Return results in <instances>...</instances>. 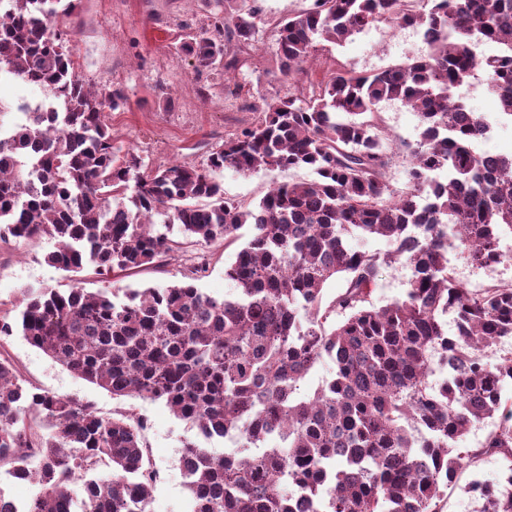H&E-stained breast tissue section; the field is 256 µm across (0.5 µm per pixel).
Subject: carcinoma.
<instances>
[{"mask_svg":"<svg viewBox=\"0 0 512 512\" xmlns=\"http://www.w3.org/2000/svg\"><path fill=\"white\" fill-rule=\"evenodd\" d=\"M80 0H0V73L46 92L39 112L0 129V239L55 241L52 265L99 275L132 271L185 246H224L253 234L224 277L233 292L196 285L29 288L0 336L16 333L116 398L162 402L217 454L182 441L190 512H441L458 471L479 456L512 467V281L466 288L448 252L476 267L507 259L512 234V155L485 158L481 136L497 121L456 94L476 72L512 118V0H314L275 24L276 58L293 83L329 42L377 23L421 29L427 51L372 75L333 62L308 92L266 101L258 120L224 141L205 169L141 171L112 144L105 108L118 89L72 80L66 32L54 30ZM245 0H224L216 33L181 50L203 68L235 70L257 33ZM480 42L502 46L478 57ZM400 101L418 117L404 189L387 170L374 115ZM249 176L305 167L313 177L277 186L252 207L224 197L214 173ZM378 239L384 252L351 239ZM410 270L401 296L376 306L384 266ZM344 286L325 299L327 285ZM455 333L448 335V317ZM334 368L310 393L301 385L324 359ZM501 415L472 452L470 429ZM146 420L133 410L99 414L89 402L42 391L0 358V476L30 482L15 502L0 480V512H150L156 482ZM110 468L112 473L103 474ZM82 483L80 509L73 485ZM477 512H512V484L469 485Z\"/></svg>","mask_w":512,"mask_h":512,"instance_id":"obj_1","label":"carcinoma"}]
</instances>
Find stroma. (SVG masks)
<instances>
[{
	"mask_svg": "<svg viewBox=\"0 0 512 512\" xmlns=\"http://www.w3.org/2000/svg\"><path fill=\"white\" fill-rule=\"evenodd\" d=\"M256 9L258 56L234 71L223 67L202 68L180 49L188 35L211 28L224 13V0H81L78 11L57 28L69 31L65 45L73 60L72 76L94 89L118 88L123 106L105 110L104 120L113 145L138 156L148 167L185 165L206 167L213 150L257 117L263 100L288 94L291 87H308L329 76L327 63L338 60L345 68L371 74L408 62L426 51L421 34L413 28L379 23L349 38L344 44L319 45L314 59L305 63L295 83L283 80L276 64V20L310 9L313 0H247ZM379 123L385 145L395 158L387 178L392 187L404 188L407 161L404 144L418 138L414 111L400 102L382 103ZM309 169L263 171L251 176L225 168L217 178L226 198L258 202L273 186L309 179ZM52 241L41 236L0 241V305L11 308L28 287L68 289L80 285L89 291L112 286L162 288L183 281L195 263L194 252L141 267L128 277L97 275L87 267L77 274L59 270L47 262ZM510 260L494 269L476 268L459 255H451L458 278L470 289L492 280H512V238L503 243ZM237 245L216 242L207 247L210 268L197 286L205 293L224 296L232 285L224 278ZM0 355L10 358L23 378L43 390L67 394L94 403L101 415L132 408L149 423L146 432L150 458L160 474L151 495V512H188L189 496L179 457L182 440L198 439L190 423L175 418L160 402L115 398L107 390L68 371L23 337L0 336ZM502 468L491 456L459 471L448 487L444 512H474L468 492L471 480H493Z\"/></svg>",
	"mask_w": 512,
	"mask_h": 512,
	"instance_id": "35a3bbf8",
	"label": "stroma"
}]
</instances>
